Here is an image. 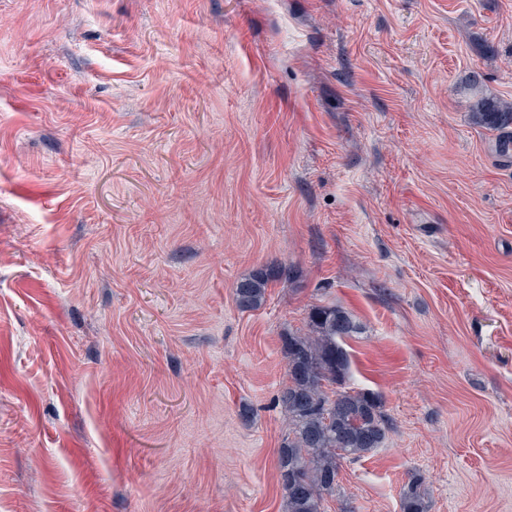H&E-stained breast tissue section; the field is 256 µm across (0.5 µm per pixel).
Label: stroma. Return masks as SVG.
I'll return each instance as SVG.
<instances>
[{
  "label": "stroma",
  "mask_w": 512,
  "mask_h": 512,
  "mask_svg": "<svg viewBox=\"0 0 512 512\" xmlns=\"http://www.w3.org/2000/svg\"><path fill=\"white\" fill-rule=\"evenodd\" d=\"M512 0H0V512H288L282 337L350 312L355 512H512ZM288 280L240 310L238 281ZM477 86L474 87L477 90ZM477 101L473 105L472 118L475 124L496 133L499 145L498 156L511 162L512 158V104L496 97L475 93ZM287 279L286 267L282 265L261 266L244 278L235 288L237 305L242 310L260 308L266 300L270 284ZM402 512H428L425 497L420 492V479L413 476L401 494Z\"/></svg>",
  "instance_id": "stroma-1"
}]
</instances>
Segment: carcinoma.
<instances>
[{"instance_id":"obj_1","label":"carcinoma","mask_w":512,"mask_h":512,"mask_svg":"<svg viewBox=\"0 0 512 512\" xmlns=\"http://www.w3.org/2000/svg\"><path fill=\"white\" fill-rule=\"evenodd\" d=\"M475 96L474 123L496 133L500 157L511 159L512 104L480 90ZM286 277L281 265L257 268L236 285L238 307L260 308L269 285ZM358 329L344 309L318 305L309 313L305 333L283 337L288 383L277 401L288 417L289 432L278 450L277 469L288 512H324V503L333 498L338 512H355L340 496L341 461L382 447L391 428L380 397L347 386L350 360L340 341ZM401 512H428L416 476L403 489Z\"/></svg>"}]
</instances>
